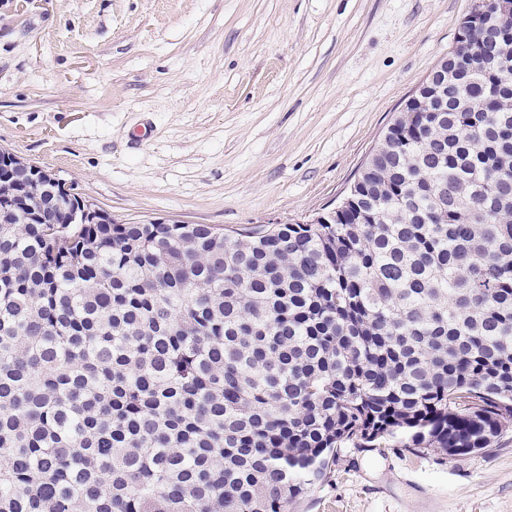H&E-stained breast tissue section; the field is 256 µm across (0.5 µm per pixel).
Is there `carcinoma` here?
<instances>
[{"label":"carcinoma","mask_w":512,"mask_h":512,"mask_svg":"<svg viewBox=\"0 0 512 512\" xmlns=\"http://www.w3.org/2000/svg\"><path fill=\"white\" fill-rule=\"evenodd\" d=\"M329 224L67 223L0 189V512H288L340 449L512 424V43Z\"/></svg>","instance_id":"1"}]
</instances>
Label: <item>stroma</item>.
<instances>
[{
  "label": "stroma",
  "mask_w": 512,
  "mask_h": 512,
  "mask_svg": "<svg viewBox=\"0 0 512 512\" xmlns=\"http://www.w3.org/2000/svg\"><path fill=\"white\" fill-rule=\"evenodd\" d=\"M479 2L0 0V149L123 223L300 219L344 196ZM290 512H512V427L452 460L341 449Z\"/></svg>",
  "instance_id": "stroma-1"
}]
</instances>
